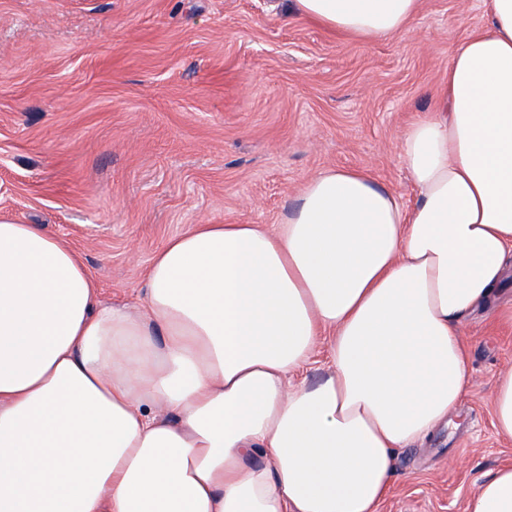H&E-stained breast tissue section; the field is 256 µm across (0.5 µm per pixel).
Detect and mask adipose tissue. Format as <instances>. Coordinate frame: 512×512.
<instances>
[{
    "label": "adipose tissue",
    "mask_w": 512,
    "mask_h": 512,
    "mask_svg": "<svg viewBox=\"0 0 512 512\" xmlns=\"http://www.w3.org/2000/svg\"><path fill=\"white\" fill-rule=\"evenodd\" d=\"M420 3L290 0L373 41ZM485 15L402 137L414 204L325 170L276 229L171 237L134 311L0 215V512H379L399 451L467 393L461 327L512 266V0ZM322 336L324 374L296 381ZM466 512H512V466Z\"/></svg>",
    "instance_id": "obj_1"
}]
</instances>
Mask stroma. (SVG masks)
Instances as JSON below:
<instances>
[{"instance_id": "stroma-1", "label": "stroma", "mask_w": 512, "mask_h": 512, "mask_svg": "<svg viewBox=\"0 0 512 512\" xmlns=\"http://www.w3.org/2000/svg\"><path fill=\"white\" fill-rule=\"evenodd\" d=\"M289 0H0V214L77 249L107 304L195 224L281 223L304 183L362 169L413 201L405 130L438 106L483 0H422L385 41L341 39ZM512 279L461 334L470 387L400 452L380 512H465L512 465L493 388L512 367Z\"/></svg>"}]
</instances>
